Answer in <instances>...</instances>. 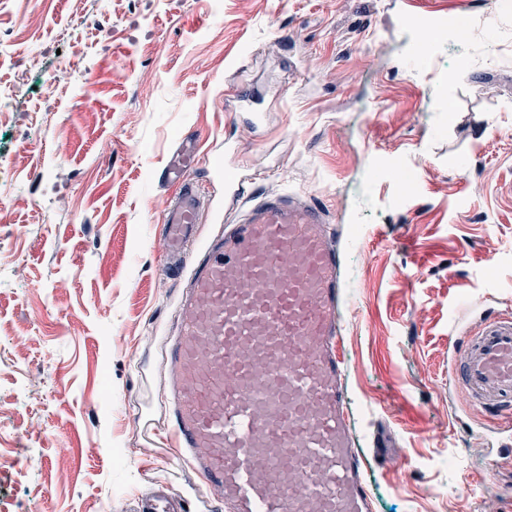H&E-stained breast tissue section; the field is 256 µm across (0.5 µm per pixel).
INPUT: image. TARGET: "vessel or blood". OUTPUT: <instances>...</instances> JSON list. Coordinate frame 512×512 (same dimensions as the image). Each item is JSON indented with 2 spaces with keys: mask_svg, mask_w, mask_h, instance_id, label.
<instances>
[{
  "mask_svg": "<svg viewBox=\"0 0 512 512\" xmlns=\"http://www.w3.org/2000/svg\"><path fill=\"white\" fill-rule=\"evenodd\" d=\"M199 155L182 141L161 178L175 191L159 237L187 276L184 319L166 342L167 430L226 512H371L353 435L342 349L344 285L326 210L296 192L250 203L209 239L190 274ZM453 381L512 433V318L464 338Z\"/></svg>",
  "mask_w": 512,
  "mask_h": 512,
  "instance_id": "b4317fda",
  "label": "vessel or blood"
}]
</instances>
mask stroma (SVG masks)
Here are the masks:
<instances>
[{
	"mask_svg": "<svg viewBox=\"0 0 512 512\" xmlns=\"http://www.w3.org/2000/svg\"><path fill=\"white\" fill-rule=\"evenodd\" d=\"M0 87V512H224L141 434L186 285L159 174L195 136L199 242L244 207L228 166L341 227L371 512H512V435L450 380L512 314V0H0Z\"/></svg>",
	"mask_w": 512,
	"mask_h": 512,
	"instance_id": "35a3bbf8",
	"label": "stroma"
}]
</instances>
